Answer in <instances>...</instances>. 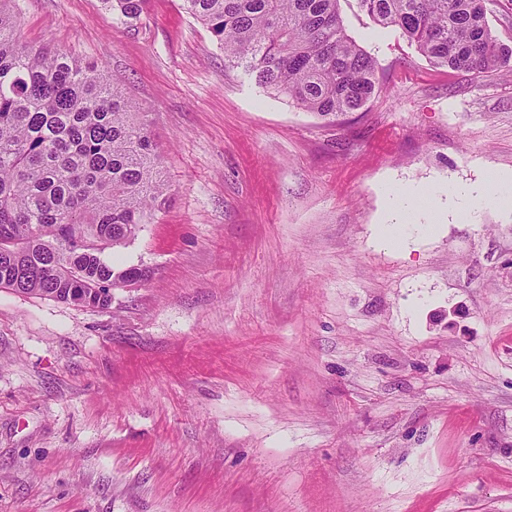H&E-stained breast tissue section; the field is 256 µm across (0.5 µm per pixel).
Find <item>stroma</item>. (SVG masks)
Returning a JSON list of instances; mask_svg holds the SVG:
<instances>
[{"instance_id": "obj_1", "label": "stroma", "mask_w": 512, "mask_h": 512, "mask_svg": "<svg viewBox=\"0 0 512 512\" xmlns=\"http://www.w3.org/2000/svg\"><path fill=\"white\" fill-rule=\"evenodd\" d=\"M105 67L170 199L105 308L0 288V512H512V210L391 225L388 186L512 169V75L378 63L329 121L224 64L182 0H15Z\"/></svg>"}]
</instances>
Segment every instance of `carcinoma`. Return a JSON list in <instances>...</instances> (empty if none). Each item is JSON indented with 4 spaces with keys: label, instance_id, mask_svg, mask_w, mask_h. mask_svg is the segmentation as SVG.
I'll return each mask as SVG.
<instances>
[{
    "label": "carcinoma",
    "instance_id": "carcinoma-1",
    "mask_svg": "<svg viewBox=\"0 0 512 512\" xmlns=\"http://www.w3.org/2000/svg\"><path fill=\"white\" fill-rule=\"evenodd\" d=\"M0 0V288L69 301L68 293L141 280L86 241L122 244L166 202L158 157L133 103L96 64L19 36ZM211 30L225 64L320 117L361 110L378 84L373 57L346 33L339 0H182ZM430 63L512 72V46L492 35L485 0H357ZM136 19L144 0H106Z\"/></svg>",
    "mask_w": 512,
    "mask_h": 512
}]
</instances>
